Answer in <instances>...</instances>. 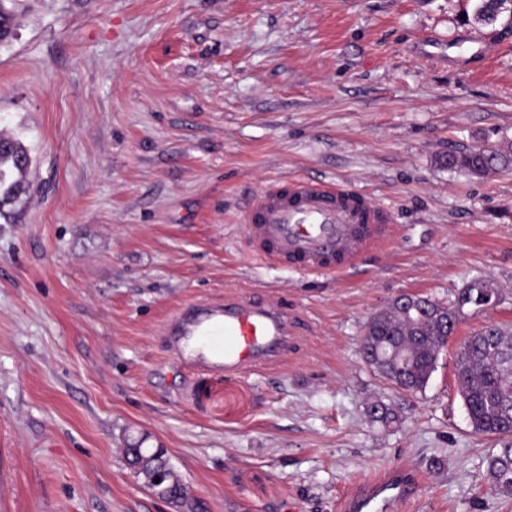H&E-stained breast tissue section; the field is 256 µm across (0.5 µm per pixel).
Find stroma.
Listing matches in <instances>:
<instances>
[{
	"mask_svg": "<svg viewBox=\"0 0 512 512\" xmlns=\"http://www.w3.org/2000/svg\"><path fill=\"white\" fill-rule=\"evenodd\" d=\"M475 0H15L0 131L29 191L0 217V512H175L129 468L163 446L195 512H337L391 467L420 485L392 512H512L472 429L458 351L512 330V170L448 154L512 149V27ZM492 49L470 58L465 40ZM452 45L454 61L428 54ZM339 182L390 234L338 275L256 258L243 210L275 182ZM497 290L399 390L364 360L403 294ZM287 300V362L245 376L175 361L162 328L196 298ZM398 416L384 426L368 407ZM445 164L451 169L460 168L471 174L482 176L512 167V154L479 148L462 154H448Z\"/></svg>",
	"mask_w": 512,
	"mask_h": 512,
	"instance_id": "35a3bbf8",
	"label": "stroma"
}]
</instances>
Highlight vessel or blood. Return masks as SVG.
Here are the masks:
<instances>
[{
	"label": "vessel or blood",
	"mask_w": 512,
	"mask_h": 512,
	"mask_svg": "<svg viewBox=\"0 0 512 512\" xmlns=\"http://www.w3.org/2000/svg\"><path fill=\"white\" fill-rule=\"evenodd\" d=\"M252 250L301 273L335 274L383 237L384 217L363 194L340 183L295 179L269 185L244 214ZM295 313L272 297L227 296L185 302L165 321L169 352L213 374L244 375L281 363L298 334ZM392 470L346 499L342 512H385L402 501Z\"/></svg>",
	"instance_id": "b4317fda"
}]
</instances>
